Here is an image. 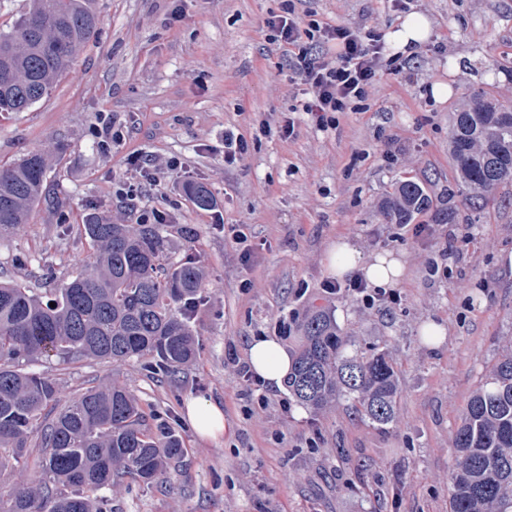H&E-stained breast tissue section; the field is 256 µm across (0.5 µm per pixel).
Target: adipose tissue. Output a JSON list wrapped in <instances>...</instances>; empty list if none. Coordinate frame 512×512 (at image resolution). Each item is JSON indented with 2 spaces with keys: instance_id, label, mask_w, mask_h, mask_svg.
<instances>
[{
  "instance_id": "1",
  "label": "adipose tissue",
  "mask_w": 512,
  "mask_h": 512,
  "mask_svg": "<svg viewBox=\"0 0 512 512\" xmlns=\"http://www.w3.org/2000/svg\"><path fill=\"white\" fill-rule=\"evenodd\" d=\"M327 263L330 273L336 278L358 275L376 288L396 287L405 272V263L401 257L385 252L364 259L357 245L347 237L338 238L329 246ZM248 362L264 385L276 390L281 388L287 378L293 357L277 340L261 337L251 343ZM186 417L201 438L216 439L224 434V411L217 404L201 399L188 400Z\"/></svg>"
}]
</instances>
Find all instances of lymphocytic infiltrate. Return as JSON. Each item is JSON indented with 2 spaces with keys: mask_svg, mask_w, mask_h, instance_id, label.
<instances>
[{
  "mask_svg": "<svg viewBox=\"0 0 512 512\" xmlns=\"http://www.w3.org/2000/svg\"><path fill=\"white\" fill-rule=\"evenodd\" d=\"M267 26L305 87L303 112L323 131L335 126L337 113L357 109L382 72L404 70L400 64L383 66L384 46L371 32L330 24L313 12L303 20L290 8ZM323 47L334 50V59L320 55Z\"/></svg>",
  "mask_w": 512,
  "mask_h": 512,
  "instance_id": "f902f5d3",
  "label": "lymphocytic infiltrate"
}]
</instances>
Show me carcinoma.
<instances>
[{
    "label": "carcinoma",
    "mask_w": 512,
    "mask_h": 512,
    "mask_svg": "<svg viewBox=\"0 0 512 512\" xmlns=\"http://www.w3.org/2000/svg\"><path fill=\"white\" fill-rule=\"evenodd\" d=\"M94 0H32L0 32V115L26 112L48 96L95 29ZM50 20L41 38H27ZM449 147L458 182L473 201L512 190V104L486 98L451 116ZM48 156L30 152L0 167V238L29 223L45 197ZM431 201L423 184L399 181L382 205L392 224H410ZM164 225L114 224L91 214L80 232L93 261L40 291L0 282V470L39 449L42 477L0 499V512H112L104 489L149 484L182 453L171 428L153 432L124 385H93L60 397L55 379L24 365L38 356L64 362L140 359L152 374H174L194 358L188 319L205 271L191 256L163 262ZM55 306H50V303ZM288 390L314 411L343 397L355 413L385 426L396 417L398 378L382 351L351 354L350 337L327 314H309ZM451 512H512V353L472 392L452 434Z\"/></svg>",
    "instance_id": "1"
}]
</instances>
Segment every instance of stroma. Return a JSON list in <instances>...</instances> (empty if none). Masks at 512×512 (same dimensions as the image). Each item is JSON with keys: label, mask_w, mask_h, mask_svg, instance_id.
<instances>
[{"label": "stroma", "mask_w": 512, "mask_h": 512, "mask_svg": "<svg viewBox=\"0 0 512 512\" xmlns=\"http://www.w3.org/2000/svg\"><path fill=\"white\" fill-rule=\"evenodd\" d=\"M301 0L332 24L377 35L406 14L423 13L431 35L401 75L382 74L362 109L339 113L323 132L297 107L302 86L270 41L267 20L282 0H96L98 23L72 70L25 112L0 118V166L28 152L49 154L46 198L30 223L0 239V281L46 285L92 257L78 230L90 213L116 224L163 211L165 258L195 255L206 272L203 304L191 318L196 356L177 377L148 373L138 361L39 360L63 396L124 383L149 427L171 426L184 453L151 484L113 488L112 512H450L452 431L467 401L512 348V195L469 202L454 180L448 147L452 112L473 95L512 103V0ZM446 83L438 102L431 87ZM295 117L293 138L278 129ZM121 130L102 148L99 131ZM249 148L224 162V134ZM147 161L144 172L126 159ZM177 158L181 175L165 163ZM424 182L433 208L453 204L454 224L431 211L412 226L391 224L381 203L394 184ZM205 186L198 207L187 184ZM135 185L129 209L118 197ZM244 244H233L234 231ZM341 235L363 256L405 253L398 303L368 308L340 293L322 298L326 251ZM27 264H16L17 256ZM329 312L358 349L393 361L399 397L393 423L377 427L342 400L322 413L287 389H255L238 364L252 339L280 337L299 350L301 325ZM288 333H281L280 323ZM440 325L436 349L424 341ZM193 398L218 403L226 431L198 437L185 417Z\"/></svg>", "instance_id": "obj_1"}]
</instances>
